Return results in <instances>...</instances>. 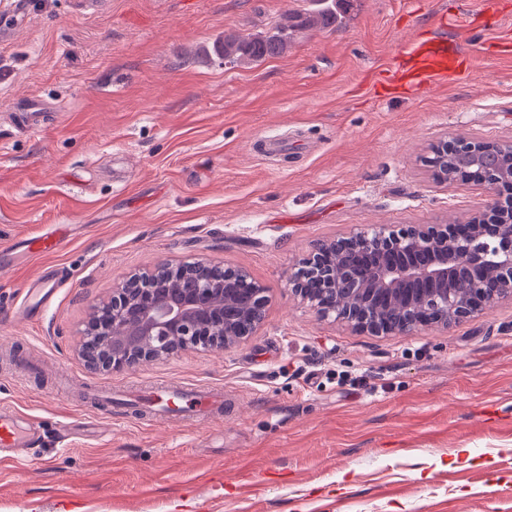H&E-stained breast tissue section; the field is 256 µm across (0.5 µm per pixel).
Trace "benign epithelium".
I'll return each mask as SVG.
<instances>
[{"label": "benign epithelium", "instance_id": "1", "mask_svg": "<svg viewBox=\"0 0 512 512\" xmlns=\"http://www.w3.org/2000/svg\"><path fill=\"white\" fill-rule=\"evenodd\" d=\"M485 155L496 159L497 174L492 182L475 163ZM424 162L445 183L463 177L492 192L503 184L512 185V141L444 138L429 147ZM345 250L381 255L371 273L353 274L354 288L363 297L400 296L415 284L429 288L421 295H408L409 319L388 322L377 308L362 314L349 309L339 312L312 294L305 271L315 263L314 255L337 263L343 260ZM208 266L210 262L204 260L162 261L149 272L126 278L113 289L112 299L93 305L99 311H110L109 319L96 327L86 324L81 335L98 334L107 343L114 336L129 337L106 365L95 364L93 368L120 371L133 362L160 358L168 354V343L173 340L183 349L212 351L239 343L232 324L224 320V293L228 292L224 281L206 280L185 290L177 301L157 289L142 287V282L161 269L176 272ZM286 288L318 318L341 321L373 335H405L421 327L446 328L460 323L493 303L512 300V197L493 202L488 210L464 222L401 227L374 224L322 240L312 249L311 257L288 273Z\"/></svg>", "mask_w": 512, "mask_h": 512}]
</instances>
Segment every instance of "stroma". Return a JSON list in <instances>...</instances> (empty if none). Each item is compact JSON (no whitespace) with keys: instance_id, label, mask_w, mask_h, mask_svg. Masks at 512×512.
<instances>
[{"instance_id":"1","label":"stroma","mask_w":512,"mask_h":512,"mask_svg":"<svg viewBox=\"0 0 512 512\" xmlns=\"http://www.w3.org/2000/svg\"><path fill=\"white\" fill-rule=\"evenodd\" d=\"M26 3L22 21L0 0V404L40 429L0 460V512H512V303L374 336L284 287L319 240L487 209L494 193L421 158L445 136L512 140V34L492 30L512 0H347L341 26L232 69L208 55L216 38L311 0ZM444 12L473 20L472 72L380 85ZM53 224L63 247L30 253ZM166 259L247 270L263 322L223 351L90 369L91 304ZM45 270L49 310L16 315ZM161 379L222 389L223 422L113 414Z\"/></svg>"}]
</instances>
